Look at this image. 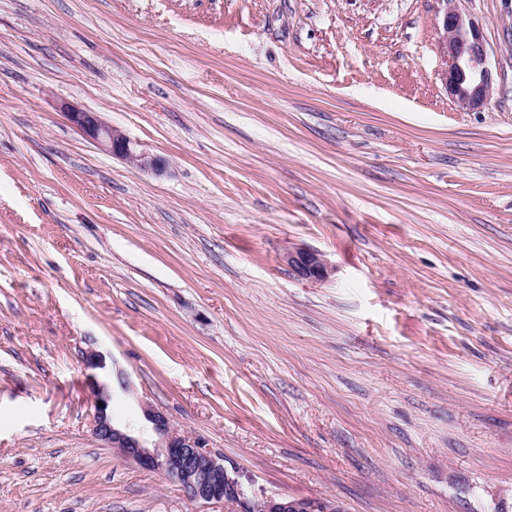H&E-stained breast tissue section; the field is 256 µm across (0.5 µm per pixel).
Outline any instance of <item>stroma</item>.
Here are the masks:
<instances>
[{
    "label": "stroma",
    "mask_w": 512,
    "mask_h": 512,
    "mask_svg": "<svg viewBox=\"0 0 512 512\" xmlns=\"http://www.w3.org/2000/svg\"><path fill=\"white\" fill-rule=\"evenodd\" d=\"M458 6L479 111L439 0H0V512H237L94 438L90 347L257 496L512 512V0ZM439 2L442 4L440 45L448 62L443 73L445 85L460 105L480 110L488 105L493 89V74L481 31L454 5L457 0ZM448 2L453 5L448 7ZM60 110L75 129L112 156L142 171L161 172L165 168L166 161L163 158L139 149L137 143L124 132L105 123L99 113L84 111L68 102L61 104ZM282 260L292 274L311 283L324 282L333 272L324 256L315 250L288 247Z\"/></svg>",
    "instance_id": "35a3bbf8"
}]
</instances>
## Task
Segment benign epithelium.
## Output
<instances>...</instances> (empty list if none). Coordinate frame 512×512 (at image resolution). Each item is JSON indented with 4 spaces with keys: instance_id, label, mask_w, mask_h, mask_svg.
Here are the masks:
<instances>
[{
    "instance_id": "benign-epithelium-1",
    "label": "benign epithelium",
    "mask_w": 512,
    "mask_h": 512,
    "mask_svg": "<svg viewBox=\"0 0 512 512\" xmlns=\"http://www.w3.org/2000/svg\"><path fill=\"white\" fill-rule=\"evenodd\" d=\"M442 4L441 50L448 68L443 79L448 93L463 107L480 110L488 105L493 74L481 31L472 19L454 6L456 0H439ZM60 110L68 122L102 149L127 161L142 171L161 172L166 161L138 148L121 130L105 123L99 113L87 112L65 102ZM288 270L311 283L326 281L333 268L315 250L290 247L282 257ZM88 385L94 398L92 434L126 459L143 469L161 471L178 483L185 495L196 502H233L239 512H252L254 502L261 512H316L318 505L304 499H281L249 496L234 469L226 466L224 456L207 448L196 436L177 429L170 418L150 403L141 404L145 421L151 425L156 441L153 446L135 432L131 424H119L112 417V386L99 379L105 368L103 353L90 348L83 353Z\"/></svg>"
}]
</instances>
